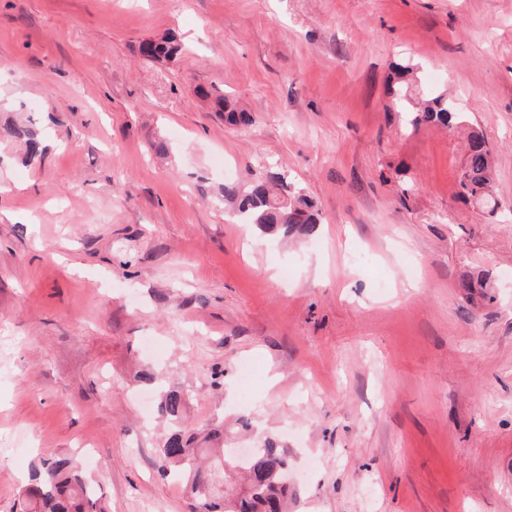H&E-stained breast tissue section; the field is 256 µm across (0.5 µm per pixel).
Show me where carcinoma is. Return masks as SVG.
Masks as SVG:
<instances>
[{"mask_svg":"<svg viewBox=\"0 0 512 512\" xmlns=\"http://www.w3.org/2000/svg\"><path fill=\"white\" fill-rule=\"evenodd\" d=\"M139 51L149 60L166 62L176 56L179 46L174 38L162 37L144 41ZM413 73V66L398 65L391 89L396 111L406 114L412 128L424 123L452 127L466 122L464 113L444 93L422 100L412 97L409 88ZM217 107L230 125L253 122L249 112L225 98L217 100ZM493 181L492 150L483 133L473 131L459 175V194L492 213L497 208ZM222 197L238 223L251 224L271 237L307 238L319 224L313 200L279 170H267L244 182L227 181ZM184 407L182 391L169 389L162 395L159 411L175 429L156 449V455L162 473L173 475L186 489L190 512H285L289 459L276 439L266 437L246 460L223 452L204 466L197 462L200 449L191 447V439L185 437L180 426ZM99 500L95 485L83 475L73 457L54 456L42 460L33 471L24 493L23 512H95Z\"/></svg>","mask_w":512,"mask_h":512,"instance_id":"1","label":"carcinoma"}]
</instances>
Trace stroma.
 <instances>
[{
  "label": "stroma",
  "mask_w": 512,
  "mask_h": 512,
  "mask_svg": "<svg viewBox=\"0 0 512 512\" xmlns=\"http://www.w3.org/2000/svg\"><path fill=\"white\" fill-rule=\"evenodd\" d=\"M400 61L468 128L406 126ZM9 125L40 151L0 138V512L62 454L104 512H189L145 370L195 447L275 437L290 512H512V0H0ZM471 129L492 214L458 194ZM267 168L313 237L225 212ZM173 37H162L157 40L148 39L141 43L140 54L152 61L166 62L173 59L180 48ZM216 104L218 111L224 112L225 122L230 125L246 126L253 122V117L249 112L239 109L234 103L225 98H219Z\"/></svg>",
  "instance_id": "obj_1"
}]
</instances>
